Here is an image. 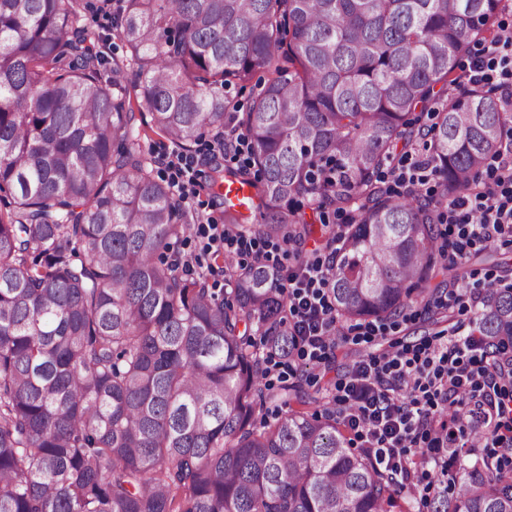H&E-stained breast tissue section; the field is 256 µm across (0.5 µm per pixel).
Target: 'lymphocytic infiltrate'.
Instances as JSON below:
<instances>
[{
	"label": "lymphocytic infiltrate",
	"mask_w": 512,
	"mask_h": 512,
	"mask_svg": "<svg viewBox=\"0 0 512 512\" xmlns=\"http://www.w3.org/2000/svg\"><path fill=\"white\" fill-rule=\"evenodd\" d=\"M469 82L492 88L512 110V33H499L467 74ZM390 169L394 186H426L433 178L429 162L417 149L402 146ZM157 164L170 174V185L184 213L196 222L202 246L198 254L176 257V264L206 267L214 277L224 268V253L257 262L277 261L279 246L259 241L234 224L202 219L195 156L158 154ZM484 185L455 198L444 208L442 236L448 264L465 266L474 251L512 242V135L486 158ZM335 249L302 256L281 272L276 286L288 305V332L294 349L288 356L270 354L263 376L284 381L298 367L328 366L336 358V315L331 296ZM332 399L349 435L389 470L403 488L414 485L418 463L448 445L445 406L462 403L477 424L485 447L497 458L512 459V346L496 347L477 331L453 325L415 342H395L349 367L334 384Z\"/></svg>",
	"instance_id": "lymphocytic-infiltrate-1"
}]
</instances>
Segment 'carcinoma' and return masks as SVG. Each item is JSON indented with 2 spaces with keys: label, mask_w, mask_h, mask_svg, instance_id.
I'll list each match as a JSON object with an SVG mask.
<instances>
[{
  "label": "carcinoma",
  "mask_w": 512,
  "mask_h": 512,
  "mask_svg": "<svg viewBox=\"0 0 512 512\" xmlns=\"http://www.w3.org/2000/svg\"><path fill=\"white\" fill-rule=\"evenodd\" d=\"M502 0H85L116 12L141 78H105L78 0H0V512H412L350 447L334 410L256 421L261 367L291 350L279 271L239 267L234 302L166 258L190 230L158 181L140 126L190 152L232 114L250 152L219 169L259 237L314 233L304 208L350 215L336 235V320L387 321L428 305L445 258L439 215L474 184L512 127L491 90L454 76L494 36ZM270 76L244 112L231 87ZM401 139L422 147L439 191L377 182ZM512 343V286L475 312ZM260 332L255 340L251 331ZM443 449L431 512H512V469Z\"/></svg>",
  "instance_id": "obj_1"
}]
</instances>
